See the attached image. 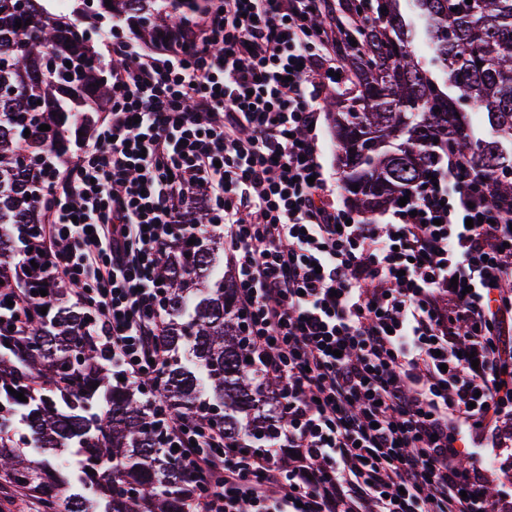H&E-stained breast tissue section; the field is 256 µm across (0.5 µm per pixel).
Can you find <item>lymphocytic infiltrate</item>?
Listing matches in <instances>:
<instances>
[{"label": "lymphocytic infiltrate", "instance_id": "f902f5d3", "mask_svg": "<svg viewBox=\"0 0 512 512\" xmlns=\"http://www.w3.org/2000/svg\"><path fill=\"white\" fill-rule=\"evenodd\" d=\"M334 3L211 0L157 54L97 28L124 64L42 195L45 271L142 385L167 357L158 251L196 204L197 236L223 233L288 424L246 455L220 426L170 418L195 512H512L491 490L512 465V197L449 152L385 223L337 206L316 131L328 86L351 83Z\"/></svg>", "mask_w": 512, "mask_h": 512}]
</instances>
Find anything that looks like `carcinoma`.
Returning a JSON list of instances; mask_svg holds the SVG:
<instances>
[{
    "label": "carcinoma",
    "instance_id": "carcinoma-1",
    "mask_svg": "<svg viewBox=\"0 0 512 512\" xmlns=\"http://www.w3.org/2000/svg\"><path fill=\"white\" fill-rule=\"evenodd\" d=\"M398 2H336L342 16L367 17L344 29L340 50L355 90L331 113L353 206L366 213L395 203L443 147L512 195V177L502 176L512 170V150L499 151L512 146V0H411L421 41ZM87 3L0 0V49L7 50L0 64V293L50 294L28 308L23 331L0 327V479L38 497L44 512H59L69 471L29 456L32 443L50 456L72 450L81 457L82 488L66 512H189L199 488L169 448V416L220 424L249 454L273 445L287 424L286 413L256 389L261 382L276 393L281 385L260 379L251 358L224 276L223 238L190 245L195 234L178 230L158 252L169 320L160 408L148 400L155 384L135 387L112 376L88 334L86 308L68 289L50 287L43 260L34 267L17 254L40 252L44 187L76 144L73 131L93 125L112 97L110 67L87 31L105 18L138 26L146 43L175 38L191 30L208 0H111L109 7L96 0L91 10ZM42 124L50 130H39Z\"/></svg>",
    "mask_w": 512,
    "mask_h": 512
}]
</instances>
